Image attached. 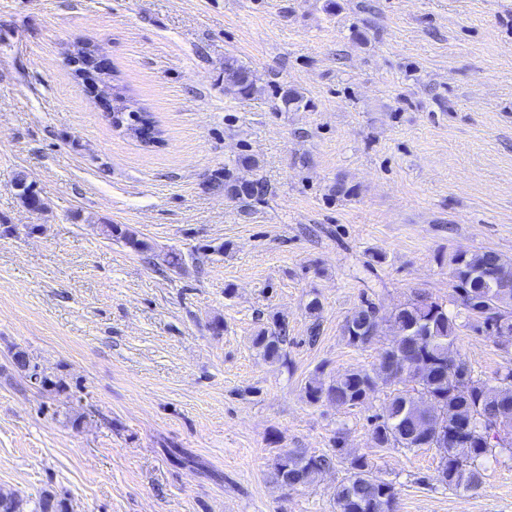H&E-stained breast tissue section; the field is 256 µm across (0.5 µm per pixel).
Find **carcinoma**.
<instances>
[{
    "label": "carcinoma",
    "mask_w": 512,
    "mask_h": 512,
    "mask_svg": "<svg viewBox=\"0 0 512 512\" xmlns=\"http://www.w3.org/2000/svg\"><path fill=\"white\" fill-rule=\"evenodd\" d=\"M224 75L239 95L259 90L257 72L234 56L224 57ZM108 119L115 129L135 127L137 142L144 147L163 142V130L153 113L127 110L122 87L117 88L114 112ZM209 186L223 191L245 216L252 214L253 200L263 190L260 182L240 180L225 169L211 175ZM103 232L136 253L153 252V245L126 225L106 224ZM449 264L457 313L426 293L417 294L391 313L393 335L371 369L328 379L321 371L309 378L304 390L312 404L326 402L342 408L364 403L381 385L393 387L382 413L375 416V447L434 448L440 455V482L474 490L480 485L484 460L498 451L512 454V367L497 374L501 386L493 390L473 375L457 342L468 326L492 337L508 320L512 331V261L494 252L458 251ZM376 309L375 303L366 300L346 318L343 336L348 344L364 348L376 341L371 334L379 325ZM287 341L288 324L275 319L257 333L253 344L265 359L280 361ZM498 429L511 435L508 442L494 441ZM347 462L348 476L336 486L335 512H397L395 487L378 479L366 458L355 456ZM332 464L333 457L327 454L284 450L273 459L271 478L282 490L288 483L306 486ZM0 512H69V508L50 493L33 504L19 495L0 494Z\"/></svg>",
    "instance_id": "cac0c4a2"
}]
</instances>
